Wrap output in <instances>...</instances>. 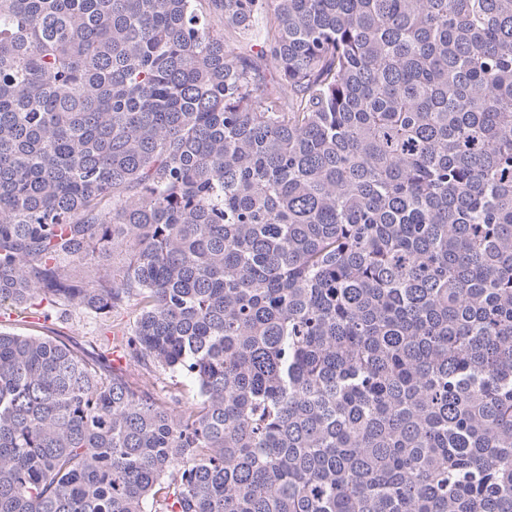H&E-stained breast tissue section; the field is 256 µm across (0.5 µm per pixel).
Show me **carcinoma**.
Segmentation results:
<instances>
[{
	"label": "carcinoma",
	"instance_id": "carcinoma-1",
	"mask_svg": "<svg viewBox=\"0 0 512 512\" xmlns=\"http://www.w3.org/2000/svg\"><path fill=\"white\" fill-rule=\"evenodd\" d=\"M2 306L0 512H512V0H0ZM126 319L122 315L112 314L109 321L105 322V324L112 325V329H108L110 326L82 318L79 320L75 317L68 323L60 324L59 326L62 328H57V330L61 334L69 336L72 342L77 345L88 346V342H91L93 345L96 343L98 346L106 342V337L110 338L113 336L110 330L114 331L116 328L123 327Z\"/></svg>",
	"mask_w": 512,
	"mask_h": 512
}]
</instances>
